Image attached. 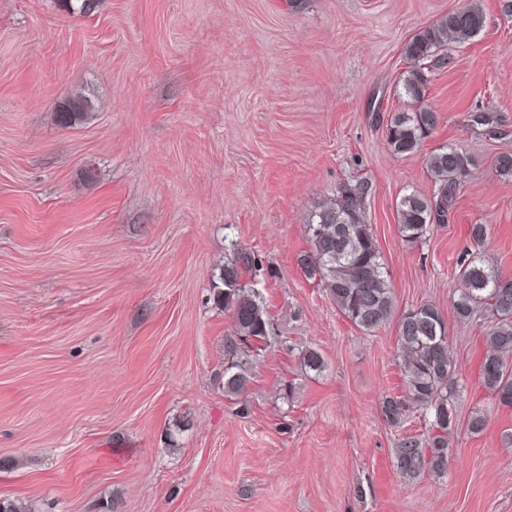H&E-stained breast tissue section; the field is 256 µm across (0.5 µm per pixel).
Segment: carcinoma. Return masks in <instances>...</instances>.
Listing matches in <instances>:
<instances>
[{"instance_id":"obj_1","label":"carcinoma","mask_w":512,"mask_h":512,"mask_svg":"<svg viewBox=\"0 0 512 512\" xmlns=\"http://www.w3.org/2000/svg\"><path fill=\"white\" fill-rule=\"evenodd\" d=\"M481 8L469 4L448 13L419 32L406 46V54L424 61L450 42L476 36L485 26ZM428 79L423 67L408 73L402 94L417 105L411 112H397L386 123V140L399 156L415 153L435 130L437 112L421 105ZM89 100L77 94L58 104L54 122L73 127L88 118ZM435 183L431 197L412 192L397 204L401 239L408 245L423 240L435 217L448 215L456 192L473 165L471 157L454 147H442L426 159ZM372 184L362 180L345 183L335 202L319 209L308 225L310 251L299 259L300 268L322 285L339 312L360 330L370 333L385 326L394 315L391 282L371 226L364 219L366 198ZM462 290L453 299L460 321L485 320V352L479 383L498 402L512 407V276L464 254L458 261ZM255 255L237 251L224 263L219 283L213 286L214 302L230 312L234 332L225 338L224 392L239 397L250 380V361L244 344L269 339L270 322L246 287L243 276L260 271ZM397 350L404 371V391L380 402L382 419L397 426L414 412L428 417L422 439L406 438L394 449V466L401 475L444 473L448 467V432L454 426V375L456 364L448 349L446 320L433 304H423L401 314L397 323ZM304 368L320 372L324 359L315 347L301 350Z\"/></svg>"}]
</instances>
